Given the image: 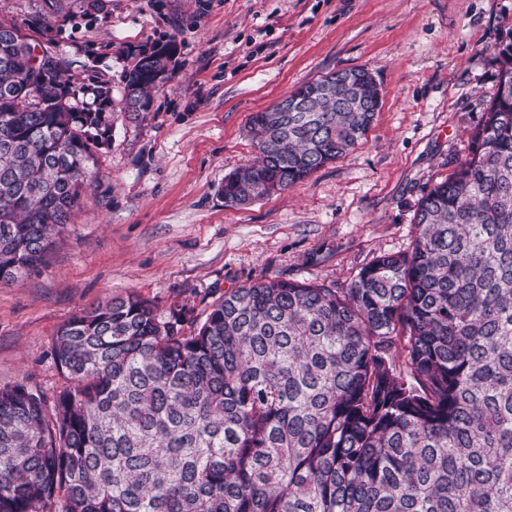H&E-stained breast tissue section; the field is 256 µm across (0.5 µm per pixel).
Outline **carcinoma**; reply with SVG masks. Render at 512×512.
<instances>
[{
	"label": "carcinoma",
	"mask_w": 512,
	"mask_h": 512,
	"mask_svg": "<svg viewBox=\"0 0 512 512\" xmlns=\"http://www.w3.org/2000/svg\"><path fill=\"white\" fill-rule=\"evenodd\" d=\"M29 39L0 24V284L99 180L109 113L139 117L177 64L139 52L115 100L64 57L35 79ZM497 54L465 160L420 198L409 248L350 287L265 277L201 320L133 292L73 316L53 343L69 384L0 390V512H512V31ZM288 103L250 116L259 157L226 206L345 155L380 110L363 68Z\"/></svg>",
	"instance_id": "obj_1"
}]
</instances>
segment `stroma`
Segmentation results:
<instances>
[{"instance_id":"35a3bbf8","label":"stroma","mask_w":512,"mask_h":512,"mask_svg":"<svg viewBox=\"0 0 512 512\" xmlns=\"http://www.w3.org/2000/svg\"><path fill=\"white\" fill-rule=\"evenodd\" d=\"M89 3L0 0V24L48 28L74 83L116 97L140 49L175 39L178 63L142 119L114 113L100 179L43 264L0 285V389L53 396L59 328L112 298L199 314L264 277L346 288L406 251L419 199L467 155L512 31V0ZM345 68L381 89L366 138L285 191L225 206V176L257 156L249 116Z\"/></svg>"}]
</instances>
